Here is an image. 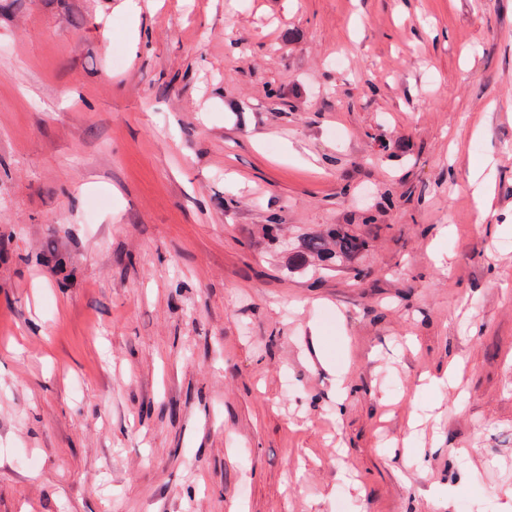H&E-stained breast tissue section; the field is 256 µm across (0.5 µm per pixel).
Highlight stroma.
<instances>
[{
    "instance_id": "obj_1",
    "label": "stroma",
    "mask_w": 512,
    "mask_h": 512,
    "mask_svg": "<svg viewBox=\"0 0 512 512\" xmlns=\"http://www.w3.org/2000/svg\"><path fill=\"white\" fill-rule=\"evenodd\" d=\"M125 2L0 0V512H512V0ZM364 248V242L356 235L334 230L331 235L310 236L303 240L292 255L295 266L303 267L317 258L329 264H340L355 256Z\"/></svg>"
}]
</instances>
